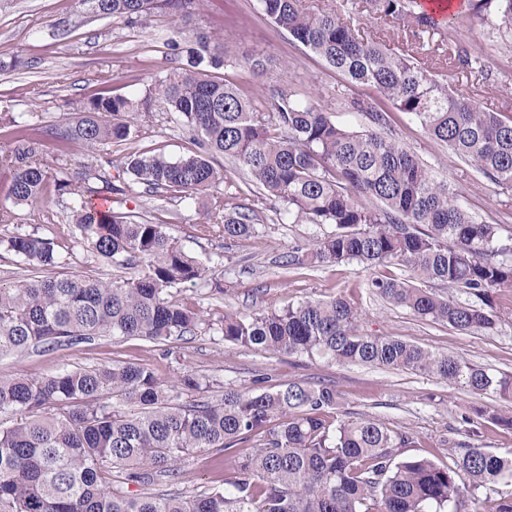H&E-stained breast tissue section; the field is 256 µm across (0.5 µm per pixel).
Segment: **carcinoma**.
I'll use <instances>...</instances> for the list:
<instances>
[{"instance_id":"obj_1","label":"carcinoma","mask_w":512,"mask_h":512,"mask_svg":"<svg viewBox=\"0 0 512 512\" xmlns=\"http://www.w3.org/2000/svg\"><path fill=\"white\" fill-rule=\"evenodd\" d=\"M201 0H82L105 17L129 23L155 13L186 16ZM370 13L402 20L415 35H439L441 23L417 0H362ZM493 10L512 30V0H471ZM266 20L342 73L350 88H372L417 120L486 179L512 186V120L486 112L452 92L425 63L388 48L341 18L336 8L305 0H259ZM215 34H199L194 60L148 87L140 98L102 86L56 133L61 155L135 143L149 134L153 110L193 134L197 150L171 159L155 150L128 153L121 175L94 162L43 163L44 140L20 115L8 126L11 147L0 156L12 173L8 198L33 209L55 203L79 225L92 252L134 266L132 277L104 281L61 274L64 257L51 239L15 235L7 249L24 264L15 280H0V354L50 351L99 336L172 342L218 333L224 341L271 357L306 355L338 364L412 370L471 391L512 399V375L461 362L390 336L355 330L360 314L343 295L305 299L283 308L226 312L213 319L195 298L171 289L203 280L209 266L185 251L168 225L129 212L104 211L99 200L119 194L169 199L207 198L197 224L203 239L254 237L268 208L277 221L330 224L311 246L292 248L299 267L357 261L397 265L411 279L379 275L367 288L389 303L462 333L487 332L503 320L493 294L512 285V235L478 221L459 193L439 180L396 137L390 112L353 97L360 131L337 124L322 105L302 102L285 84L254 98L215 75L227 54L211 53ZM462 69L482 59L457 47ZM224 157L256 187L246 204L214 165ZM119 184L112 183V180ZM438 283L439 293L412 280ZM463 295L465 299L455 298ZM224 388L212 399L210 380L187 374L169 383L145 365L75 367L32 377L0 375V512H462L465 498L485 491L489 512H512L511 497H493L512 479V460L465 445L456 469L429 457L397 459L414 443L405 431L336 413V390L305 381L265 388ZM252 448L239 453L240 448ZM213 451L235 458V475L194 495L150 487L178 484L191 455ZM472 483L460 488L455 470ZM140 488L133 492L130 487Z\"/></svg>"}]
</instances>
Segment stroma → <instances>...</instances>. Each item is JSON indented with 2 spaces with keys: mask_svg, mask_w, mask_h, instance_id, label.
Returning <instances> with one entry per match:
<instances>
[{
  "mask_svg": "<svg viewBox=\"0 0 512 512\" xmlns=\"http://www.w3.org/2000/svg\"><path fill=\"white\" fill-rule=\"evenodd\" d=\"M338 9L361 32L392 47L407 50L414 41L401 21H377L348 0H340ZM177 27L183 31L178 39L172 35ZM444 27L459 45L481 56L487 68L464 71L433 50L427 53L426 65L456 94L512 120V33L499 29L494 17H476L466 5L448 15ZM200 32L224 34L229 62L218 75L237 82L247 94L262 96L270 84L280 81L297 99L321 104L336 122L355 130L363 127L362 116L344 108L351 95L345 78L287 33L270 26L259 13L258 0H205L191 15L157 14L133 24L92 14L80 0H0V155L6 151L4 134L10 118L25 113L47 129L43 161L57 165L50 131L80 111L97 92L100 79H108L111 94L142 95L156 78L186 65ZM246 57L263 60L264 71L241 70L238 63ZM392 125L411 152L460 191L468 211L484 223L499 225L502 233L512 232V188L479 175L434 143L407 115L393 113ZM142 145L173 159L194 149L191 133L169 127L159 110ZM139 204L150 219L168 225L186 251L210 260L214 273L207 281L181 283L172 290L176 296H193L201 310L247 313L342 293L362 313L361 333L393 336L469 364L512 373V287L494 295L507 320L487 333H461L372 294L366 283L376 271L358 262L288 265L291 248L312 243L327 232V225L282 224L270 211L255 237L228 248L218 238H197L194 226L202 210L195 203L154 196L140 199ZM46 236L69 251L62 273L86 272L108 280L119 274V267L92 253L67 213H57ZM115 363L149 366L165 382L186 373L204 376L218 393L230 385L251 386L259 375L267 376L271 387L301 379L324 384L336 389L341 413L412 433L415 442L403 449V456L429 457L443 466H452L464 443L500 454L512 452V429L475 415L476 408L486 406L512 413V402L411 370L328 364L304 356L273 358L212 334L188 335L173 343L101 336L54 352L0 355V375L41 376L65 367ZM232 473V459L218 465L211 453L198 452L184 464L179 490L189 495L221 484Z\"/></svg>",
  "mask_w": 512,
  "mask_h": 512,
  "instance_id": "obj_1",
  "label": "stroma"
}]
</instances>
